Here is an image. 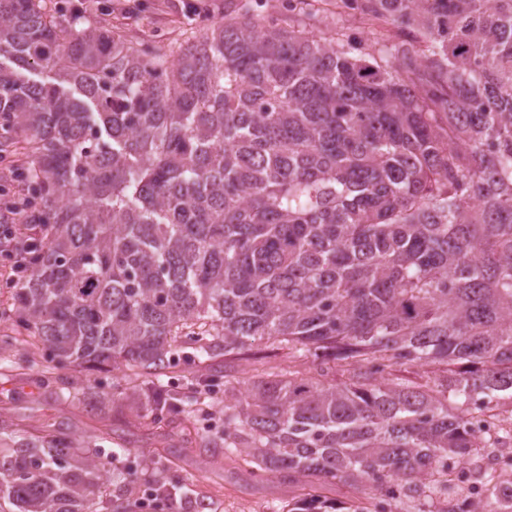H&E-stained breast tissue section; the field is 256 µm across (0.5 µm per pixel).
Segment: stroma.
<instances>
[{"label":"stroma","instance_id":"1","mask_svg":"<svg viewBox=\"0 0 512 512\" xmlns=\"http://www.w3.org/2000/svg\"><path fill=\"white\" fill-rule=\"evenodd\" d=\"M83 6L84 24H96L110 13L128 40L158 47L183 42L192 33L193 5L213 7L210 19L222 22L224 0H71ZM263 9L280 26L308 25L315 33L340 31L367 44L393 45L404 36L396 26L368 22L350 12H338L336 0H317L315 15L305 19L276 9ZM20 283L11 254L0 252V448L13 444L18 429L51 426L82 437L108 461L93 500V512H195V497L213 499L210 512H282L295 488L268 474L254 479L245 467L224 460L220 448H205L202 435L224 428V377L238 384L277 364L278 359L255 345L244 355L215 357L198 363L190 348H182L165 382L176 397H200L203 405L192 416L169 413L153 418L133 398L128 372H89L61 366L42 346L28 342L12 312Z\"/></svg>","mask_w":512,"mask_h":512}]
</instances>
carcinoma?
Returning <instances> with one entry per match:
<instances>
[{
  "label": "carcinoma",
  "mask_w": 512,
  "mask_h": 512,
  "mask_svg": "<svg viewBox=\"0 0 512 512\" xmlns=\"http://www.w3.org/2000/svg\"><path fill=\"white\" fill-rule=\"evenodd\" d=\"M254 2L162 51L0 0V152L24 145L20 248L43 241L14 315L58 363L142 379L156 416L195 412L163 383L181 343L317 361L225 387L202 438L299 489L288 512H382L396 483L404 512H501L482 449L512 430L476 426L512 404V0H358L411 36L368 51ZM450 461L484 488L465 511ZM102 467L22 437L0 512H88Z\"/></svg>",
  "instance_id": "obj_1"
}]
</instances>
